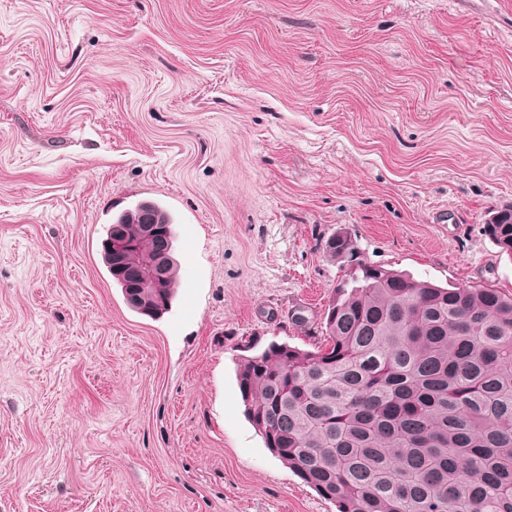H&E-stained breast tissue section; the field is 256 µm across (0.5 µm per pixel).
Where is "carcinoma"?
Wrapping results in <instances>:
<instances>
[{
  "label": "carcinoma",
  "instance_id": "cac0c4a2",
  "mask_svg": "<svg viewBox=\"0 0 512 512\" xmlns=\"http://www.w3.org/2000/svg\"><path fill=\"white\" fill-rule=\"evenodd\" d=\"M112 227L138 254L112 278L130 309L160 317L177 271L172 215L143 201ZM485 232L512 255V218ZM325 250L347 274L324 342L272 341L238 373L265 446L337 512H512V293L374 270L346 232ZM160 253L162 293L149 285Z\"/></svg>",
  "mask_w": 512,
  "mask_h": 512
}]
</instances>
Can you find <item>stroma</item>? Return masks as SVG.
I'll return each mask as SVG.
<instances>
[{"instance_id":"stroma-1","label":"stroma","mask_w":512,"mask_h":512,"mask_svg":"<svg viewBox=\"0 0 512 512\" xmlns=\"http://www.w3.org/2000/svg\"><path fill=\"white\" fill-rule=\"evenodd\" d=\"M145 200L158 319L102 261ZM510 203L512 0H0V512H336L246 418L249 345L313 349L341 230L512 292ZM156 227V228H155ZM120 228L129 242L135 245L138 262L130 266L115 267L107 260L104 249L103 261L112 277L122 288L126 304L133 311L151 318H158L168 309L173 297V284L177 271L174 258V242L176 233L174 219L170 212L154 201H143L132 209L121 212L112 221V230ZM165 228V229H164ZM156 229V230H155ZM126 242L110 240L109 250L115 254L134 257V245ZM117 248V249H116ZM164 254L169 259L168 280L163 293L150 288L149 273L155 257ZM166 259L156 258L151 271V279L156 288H162L165 279ZM509 208H505L502 212L494 215L492 218L493 222H497L500 217L506 215ZM491 220L488 224H485V232L493 239V241L505 252L512 255V213L511 218L501 222L500 224H491Z\"/></svg>"}]
</instances>
